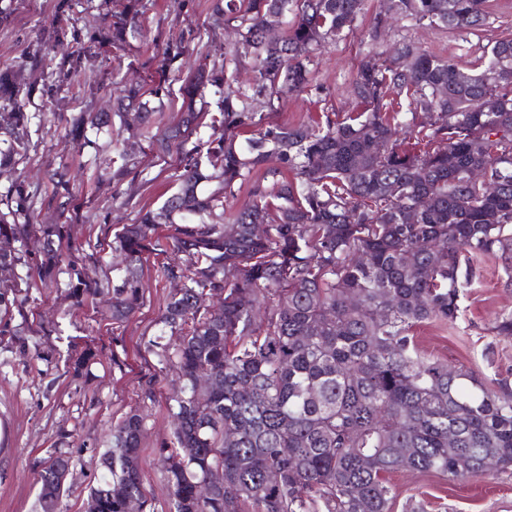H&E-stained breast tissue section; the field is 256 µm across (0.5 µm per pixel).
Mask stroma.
<instances>
[{"label":"stroma","mask_w":512,"mask_h":512,"mask_svg":"<svg viewBox=\"0 0 512 512\" xmlns=\"http://www.w3.org/2000/svg\"><path fill=\"white\" fill-rule=\"evenodd\" d=\"M58 0H12L11 16L0 24V68L24 64L40 44ZM143 26L129 47L112 51L104 60L106 72L118 80L130 74L145 81H161L162 49L166 43H182L183 54L173 66L189 75L203 61L204 35L215 22L206 9L207 0H146ZM378 0H366L365 14L353 32L326 44L313 56V80L319 93L304 92L284 97L270 122L292 125L310 115L333 110L350 114L354 102L349 93L358 66L370 56L392 55L399 43L410 40L422 48L455 55L466 61L483 56L491 42L512 37V0H489L488 18L474 33L449 32L396 23L383 40L368 36ZM107 94L74 96L62 89L53 97L34 93L30 110L32 148L16 173L0 175V192L14 177L30 184H45L48 173L66 170L74 192L84 204L73 215L71 235L75 244L109 237L116 225L133 223L145 207L155 208L174 190L182 171L178 157L154 163L146 142L135 153L140 161L134 176L121 184L98 185L107 158L114 154L116 130L96 136L98 149H77L69 130L82 112L107 107ZM160 257L148 254L144 264L145 306L124 323H113L105 302L75 309L63 292L54 291L12 312V325L24 328L42 357L28 360L0 350V512H35L40 461L59 445L60 432H70V494L63 512H84L83 501L90 482L99 474V459L111 445V430L130 410L145 408L149 418L143 444L144 483L155 508H162L167 489L165 469L158 452L169 440L168 403L175 385L174 372L162 368L150 339L159 336L160 304L167 290L154 278ZM474 277L464 288L458 317L448 325L428 320L413 329L419 351L431 358L463 366L490 382L512 390V336H501L496 326L512 313V260L477 257ZM94 344L99 361L85 379L66 375L60 359L69 339ZM154 380L155 399L143 403L142 389ZM389 481L396 491L392 512H512V470L471 477L455 482L435 473L406 470L393 472Z\"/></svg>","instance_id":"1"}]
</instances>
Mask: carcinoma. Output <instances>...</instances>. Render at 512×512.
<instances>
[{"label": "carcinoma", "mask_w": 512, "mask_h": 512, "mask_svg": "<svg viewBox=\"0 0 512 512\" xmlns=\"http://www.w3.org/2000/svg\"><path fill=\"white\" fill-rule=\"evenodd\" d=\"M485 2L383 0L369 37L384 38L403 19L477 30L486 24ZM143 8L126 0L84 34L59 5L43 44L65 53L43 74V92L85 89L86 69L129 45ZM363 9L364 0H216L214 12L234 37L221 61L200 66L176 89L131 84L112 111L74 119L82 148L94 145L87 131L107 129L116 117L129 137L157 146L156 158L174 144L181 151L183 172L162 206L140 210L112 240L95 243L124 256L112 285H101L75 256L67 214L81 202L65 172L49 176L44 194L60 223L35 222V193L24 181L0 194L6 351L31 353L10 320L32 300L33 280L52 288L67 264L72 306L106 293L118 323L145 305L143 254L173 253L156 278L182 283L166 295L159 318L174 342H149L181 382L170 406L172 435L159 449L168 461L164 512H390L394 471L464 482L512 468V393L424 357L411 336L423 320H456L473 277L467 255L512 253V38L495 41L477 69L405 43L395 57L357 68L356 115L269 122L284 91L319 90L312 53L355 29ZM288 15V30L271 40ZM248 60L254 78L244 83ZM209 88L219 99L208 114ZM33 91L16 70H0V172L28 158ZM166 100L179 103L180 122L153 134ZM206 114L208 139L184 148L185 134ZM403 133L428 148H409ZM272 156L276 168L266 167ZM137 167L123 150L101 177L118 182ZM258 170L263 177L249 200L225 222L235 185ZM475 170L489 185L472 182ZM203 182L215 187L204 192ZM163 224L174 225L167 245L155 238ZM33 238L42 241L34 254L26 250ZM96 357L92 345L70 343L66 374L83 377ZM205 371L214 386L200 396ZM146 420L132 410L114 424L85 512H127L132 499L152 507L141 468ZM60 466L71 467V457L56 449L37 473L36 512H61L70 486L59 481Z\"/></svg>", "instance_id": "obj_1"}]
</instances>
